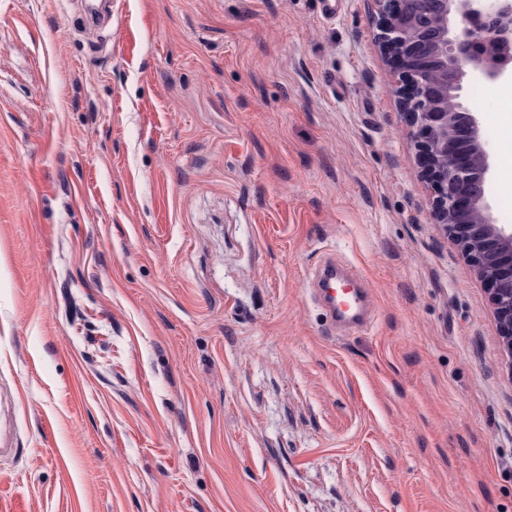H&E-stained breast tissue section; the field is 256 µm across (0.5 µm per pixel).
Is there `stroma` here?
I'll use <instances>...</instances> for the list:
<instances>
[{"label":"stroma","instance_id":"stroma-1","mask_svg":"<svg viewBox=\"0 0 512 512\" xmlns=\"http://www.w3.org/2000/svg\"><path fill=\"white\" fill-rule=\"evenodd\" d=\"M81 4L0 0V512H512V365L374 0ZM332 254L374 303L346 335ZM334 276L326 275L322 280V287L319 288L324 299V311L329 322L331 331L336 330V322L347 323L352 327H364L370 323L371 316L365 306L366 294L359 289H349L345 294L336 296L331 281ZM320 280V282H321Z\"/></svg>","mask_w":512,"mask_h":512}]
</instances>
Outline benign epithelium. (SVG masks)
I'll return each instance as SVG.
<instances>
[{"mask_svg":"<svg viewBox=\"0 0 512 512\" xmlns=\"http://www.w3.org/2000/svg\"><path fill=\"white\" fill-rule=\"evenodd\" d=\"M378 39L392 62L432 198L433 218L486 287L512 358V226L494 223L481 118L466 81L512 77V0H375Z\"/></svg>","mask_w":512,"mask_h":512,"instance_id":"benign-epithelium-1","label":"benign epithelium"}]
</instances>
